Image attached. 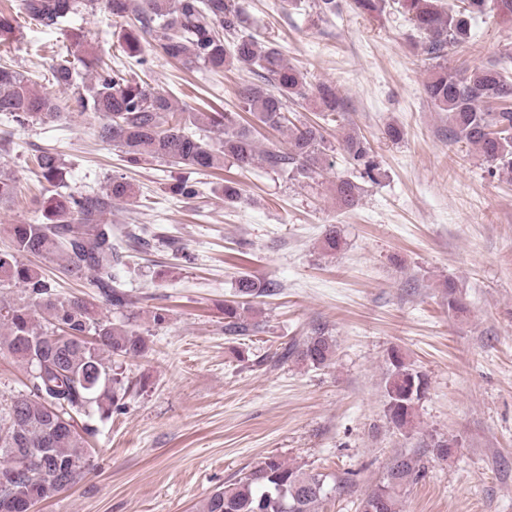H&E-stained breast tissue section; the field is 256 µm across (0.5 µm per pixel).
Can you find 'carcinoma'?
Here are the masks:
<instances>
[{"label":"carcinoma","mask_w":512,"mask_h":512,"mask_svg":"<svg viewBox=\"0 0 512 512\" xmlns=\"http://www.w3.org/2000/svg\"><path fill=\"white\" fill-rule=\"evenodd\" d=\"M461 3L452 12L441 0H406L422 48L431 58H442L450 45L467 43L474 18L495 10L512 14V0ZM98 8L115 19L132 20L124 34L126 52L140 67L153 50L188 69L248 66L257 81L239 90L241 112L286 134L288 148L262 150L242 123L241 112H187L163 87L130 75L124 65L91 55L81 59L94 73V83L86 87L79 86V72L70 58L60 56L52 67L54 84L71 91L64 107L52 93L36 90L24 73L0 66V113L19 127L98 115L104 123L97 136L134 164L152 158L214 173L226 162L241 169L262 162L273 171L308 179L326 167L332 147L322 127L290 121L288 101L307 100L325 117L342 112L344 101L330 84L309 89L305 73L290 65L279 49L245 31L238 0H17L14 11H0V45L12 40L21 15L59 29L72 16ZM424 91L435 109L448 113L453 139L477 151L489 174L512 177V82L503 69L480 66L460 77L438 65ZM211 130L221 137L208 136ZM342 146L359 167V178L377 181L380 168L371 160L369 142L348 134ZM30 161L46 181L61 179L62 159L56 149L42 148ZM361 193L351 178L336 181V201L343 209L355 207ZM105 208V199L96 194H70L45 220L10 225L12 251L0 252V350H7L27 373L25 391L6 406L0 403V475L14 474L11 486L0 490V512H28L31 502L54 497L94 469L85 448L95 429L88 424L72 428L70 422L92 405L105 418L124 410L129 386L124 373L112 368L111 357L142 359L152 351V340L132 320L115 323L97 316L85 298L56 293L39 271L21 262L23 255L59 257L67 276L91 279L112 306L127 307L128 295L114 286L123 248L112 240V225L102 221ZM236 293L253 299L266 289L244 275ZM246 311L236 301L224 304L227 329H247ZM293 353L302 363L320 368L332 361L335 344L316 331L294 345ZM388 361L385 416L393 428L409 434L413 403L427 389V379L396 350ZM454 445L451 439L424 443L441 459L452 455ZM423 473L420 457L400 454L361 503L372 505V512H398L401 491ZM330 493L325 475L272 455L214 490L202 512H319Z\"/></svg>","instance_id":"carcinoma-1"}]
</instances>
